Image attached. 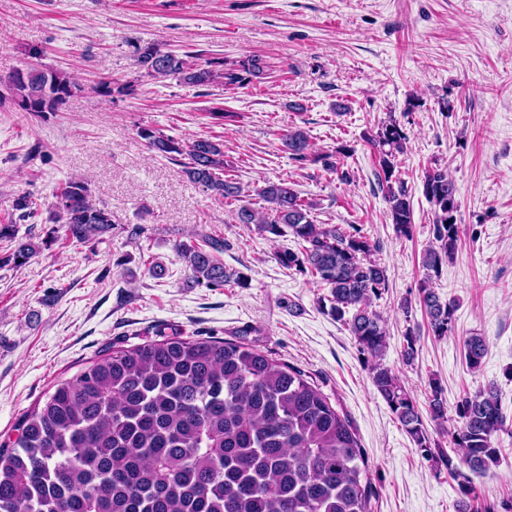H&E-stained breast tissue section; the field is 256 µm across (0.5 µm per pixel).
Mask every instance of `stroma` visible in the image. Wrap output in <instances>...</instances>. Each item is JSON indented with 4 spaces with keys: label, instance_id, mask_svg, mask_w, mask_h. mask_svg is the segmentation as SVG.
I'll return each mask as SVG.
<instances>
[{
    "label": "stroma",
    "instance_id": "obj_1",
    "mask_svg": "<svg viewBox=\"0 0 512 512\" xmlns=\"http://www.w3.org/2000/svg\"><path fill=\"white\" fill-rule=\"evenodd\" d=\"M149 44L201 63L256 56L265 68L242 85L156 79L137 63ZM32 68L67 73L76 87L52 114L0 105V222L44 237L56 188L82 180L111 212L112 232L93 244L60 238L23 266L0 267V441L108 350L160 329L224 339L246 327L249 344L304 372L349 420L375 490L372 512H455L456 481L421 457L348 327L320 309L325 288L275 260L276 249L296 248L292 235L272 243L236 223L231 206L151 152L137 130L222 141L253 207L263 180L287 178L315 202L318 221L360 225L389 281L374 303L389 332L384 364L421 406L433 377L451 408L497 382L512 424V0H0V77ZM107 73L136 84V95L95 93ZM390 117L408 136L396 163L413 207L409 238L388 219L368 141ZM291 127L317 151L345 149L349 179L292 160L281 141ZM436 162L459 199L458 249L434 281L455 305V332L441 340L420 308L408 317L400 309L425 275L433 209L423 179ZM20 195L36 202L35 216L19 219ZM213 238L248 287L188 280L175 244ZM409 328L419 342L406 366ZM472 334L487 344L476 370L464 357ZM499 446V464L473 477L480 497L498 501L512 498V434Z\"/></svg>",
    "mask_w": 512,
    "mask_h": 512
}]
</instances>
